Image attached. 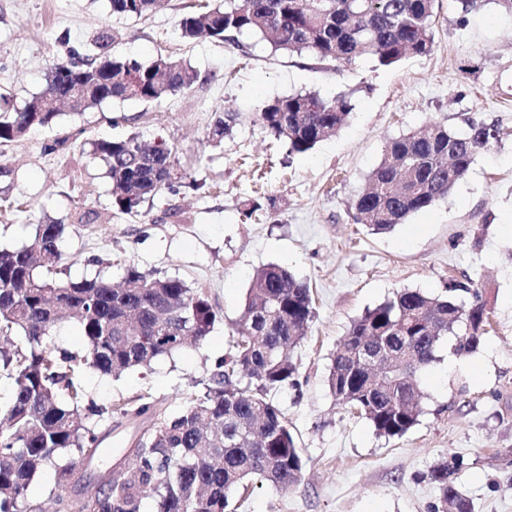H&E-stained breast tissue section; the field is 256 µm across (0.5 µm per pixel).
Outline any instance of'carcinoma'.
Listing matches in <instances>:
<instances>
[{
    "label": "carcinoma",
    "mask_w": 512,
    "mask_h": 512,
    "mask_svg": "<svg viewBox=\"0 0 512 512\" xmlns=\"http://www.w3.org/2000/svg\"><path fill=\"white\" fill-rule=\"evenodd\" d=\"M160 0H109L112 14L143 18ZM439 0H224V8L201 6L178 21L187 40L205 36L237 46L244 34L258 35L274 50L307 54L320 63L351 64L362 57L388 67L410 56H427L434 45ZM115 35L107 27L94 36L99 53L53 66L45 89L23 108L0 112V143L22 138L61 115L52 97L61 85L79 86L67 103L85 112L112 101L154 102L193 88L199 72L168 54L143 63L109 57ZM353 110L350 95L326 98L299 92L264 103L263 126L289 150L304 153L336 133ZM231 112L216 118L209 137L218 146L236 125ZM496 139L486 126L471 124L460 134L430 122L390 140L385 156L354 201L356 221L373 234L391 231L445 196L470 170L478 153ZM112 182V206L123 213L173 188L178 179L175 149L131 134L91 143ZM65 226L36 225L20 248L0 247V371L13 380L0 401V512H39L27 489L42 466H53L58 487L54 512H76L66 493V458L95 451L98 427L117 410L98 405L78 381L85 369L106 376L147 368L162 357L204 346L219 315L207 296L168 275L124 270L120 284L101 275L80 281L58 277ZM448 284L430 296L400 289L353 322L332 359L329 391L336 402L367 419L377 435L402 437L423 413L419 376L448 343L456 354L480 345L488 316L481 303L466 304ZM316 311L310 288L287 269H257L230 350L216 360L203 389L171 413L140 398L134 415L151 419L145 445L103 491L88 495L97 512H142L155 498V512H237L232 494L253 479L285 488L297 481L305 462L288 421L270 392L295 381L293 354L307 338ZM78 321L84 344L78 351L49 342L58 327ZM367 345L395 358L375 372L363 365ZM462 458L452 456L427 474L436 485L433 512H473L457 486Z\"/></svg>",
    "instance_id": "obj_1"
}]
</instances>
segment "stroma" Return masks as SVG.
I'll return each mask as SVG.
<instances>
[{"mask_svg":"<svg viewBox=\"0 0 512 512\" xmlns=\"http://www.w3.org/2000/svg\"><path fill=\"white\" fill-rule=\"evenodd\" d=\"M204 1L224 3L165 0L135 19L112 15L108 0H0V93L14 108L45 88L61 58L86 54L103 26L119 34L113 54L144 62L173 54L202 78L159 102L67 111L21 140L0 143V246L27 243L36 224L50 219L65 227L62 279L99 272L117 283L132 264L184 279L219 313L202 350L117 379L86 372L90 397L107 406L148 395L160 411L179 409L227 353L254 271L277 264L310 286L316 309L294 353L297 385L271 393L306 466L284 489L251 481L238 512H432L438 491L426 474L451 454L467 463L457 484L474 512H512V473L493 463L498 450L512 448V14L496 0H477L466 13L457 0H442L432 52L379 68L368 58L320 63L272 50L254 35L242 36L237 48L184 40L178 20ZM301 91L350 94L353 111L336 135L296 154L262 125L258 110ZM225 111L239 120L216 147L208 136ZM430 120L462 133L472 122L493 125L500 138L448 196L388 233L370 234L355 220L357 194L387 142ZM131 134L173 144L197 188L178 187L136 214L115 210L112 183L90 143ZM54 142L58 150L48 152ZM252 201L262 208L244 217ZM80 211L99 218L77 223ZM452 279L479 290L489 332L465 356L440 347L420 376L419 424L401 437L378 436L329 391L337 344L394 291L442 295ZM149 425L120 414L103 421L97 452L74 460L71 494L116 476Z\"/></svg>","mask_w":512,"mask_h":512,"instance_id":"35a3bbf8","label":"stroma"}]
</instances>
